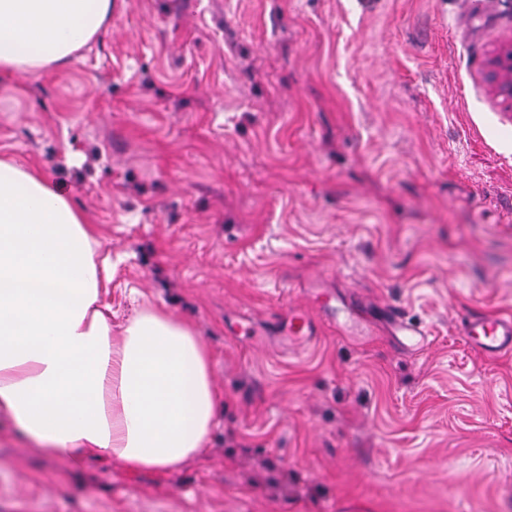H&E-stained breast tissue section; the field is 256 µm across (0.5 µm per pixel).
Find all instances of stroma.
<instances>
[{"label":"stroma","instance_id":"35a3bbf8","mask_svg":"<svg viewBox=\"0 0 512 512\" xmlns=\"http://www.w3.org/2000/svg\"><path fill=\"white\" fill-rule=\"evenodd\" d=\"M509 41L512 0H112L67 63L0 74V157L97 224L113 325L193 323L219 405L155 472L48 463L0 417V512H512V354L460 330L512 312ZM491 80L506 101L512 105V43L502 46L492 60ZM288 336L298 342H305L312 336V317L309 310L300 307L288 309ZM386 319L396 336H402L410 350H421L430 334V329L422 323H414L396 306L383 307Z\"/></svg>","mask_w":512,"mask_h":512}]
</instances>
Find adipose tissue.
<instances>
[{
	"instance_id": "1",
	"label": "adipose tissue",
	"mask_w": 512,
	"mask_h": 512,
	"mask_svg": "<svg viewBox=\"0 0 512 512\" xmlns=\"http://www.w3.org/2000/svg\"><path fill=\"white\" fill-rule=\"evenodd\" d=\"M112 0H0V73L68 61ZM98 229L39 170L0 159V415L51 462L102 453L167 470L207 446L218 414L194 326L142 308L113 331Z\"/></svg>"
}]
</instances>
